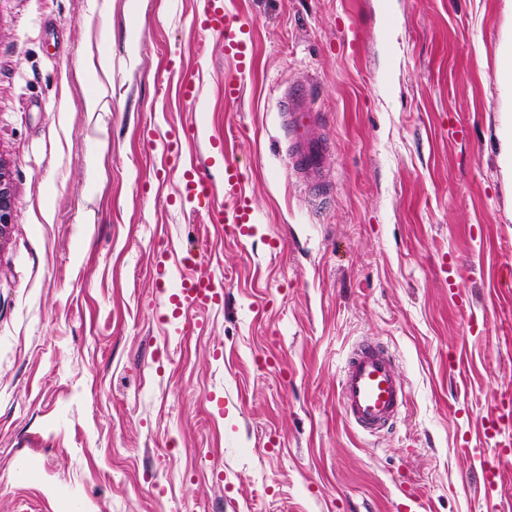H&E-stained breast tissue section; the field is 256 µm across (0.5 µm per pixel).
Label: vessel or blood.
<instances>
[{
    "label": "vessel or blood",
    "mask_w": 512,
    "mask_h": 512,
    "mask_svg": "<svg viewBox=\"0 0 512 512\" xmlns=\"http://www.w3.org/2000/svg\"><path fill=\"white\" fill-rule=\"evenodd\" d=\"M201 24L223 35L227 57L246 56L248 25L229 11L224 0H204ZM279 110L288 140L290 169L306 189L318 193L329 180L324 166L328 144L310 92L304 88L286 89L280 97ZM181 193L207 214L210 223L224 224L240 233L252 221L251 202L243 189L240 169L233 162L224 165L223 205H216L207 180L194 170L184 173ZM181 264L190 273L182 277L178 291L169 297L170 303L178 308H205L217 301L219 291L213 277L195 271L196 257L184 256ZM338 397L345 419L359 430L374 434L395 422L406 401V388L389 354L380 345L363 341L352 348L344 362ZM506 418H512V400L508 398L501 399L487 415L486 434L495 436Z\"/></svg>",
    "instance_id": "1"
}]
</instances>
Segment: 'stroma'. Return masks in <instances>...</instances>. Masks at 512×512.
<instances>
[{"label": "stroma", "mask_w": 512, "mask_h": 512, "mask_svg": "<svg viewBox=\"0 0 512 512\" xmlns=\"http://www.w3.org/2000/svg\"><path fill=\"white\" fill-rule=\"evenodd\" d=\"M228 5L243 72L202 0H0V512H512L482 489L487 463L512 484L482 424L512 394V0ZM289 85L324 118L321 197L290 173ZM228 160L245 238L178 194ZM190 251L224 297L177 314L157 267ZM363 339L409 393L373 435L338 399ZM200 24L224 36V53L227 57H246L248 24L231 13L224 0H205ZM12 220L13 198L11 195V183L5 165L0 160V240L6 235Z\"/></svg>", "instance_id": "1"}]
</instances>
